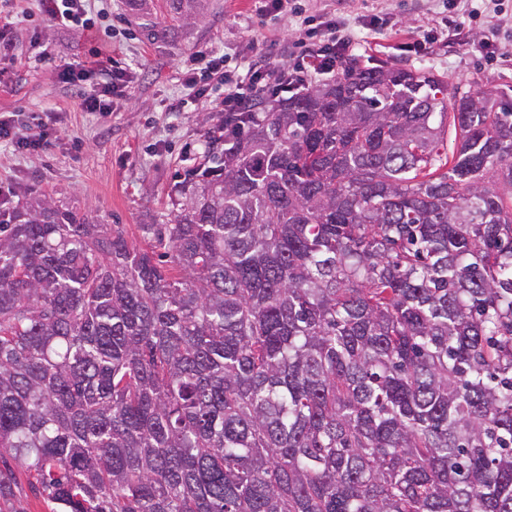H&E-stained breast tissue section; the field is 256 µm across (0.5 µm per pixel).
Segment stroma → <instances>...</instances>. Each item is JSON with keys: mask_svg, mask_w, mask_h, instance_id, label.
Instances as JSON below:
<instances>
[{"mask_svg": "<svg viewBox=\"0 0 512 512\" xmlns=\"http://www.w3.org/2000/svg\"><path fill=\"white\" fill-rule=\"evenodd\" d=\"M112 58L134 82L111 111L87 112L58 78L63 64L79 66L92 47L83 32L47 26L36 0H0V28L13 49L0 56V114L37 116L57 136L41 154L0 146V181L11 184V205L38 193L79 208L98 224H116L145 245L151 225L172 223L178 210L176 174L204 166L206 133L224 117V91L207 100L189 96L182 72L197 52L215 50L229 66L258 52L279 62L284 42L304 46L319 36L324 15L343 18L357 33L359 61L376 57L425 69L449 86L512 89V0L470 18L445 0H301L296 12L276 13L263 0H191L195 22L183 21L169 0H112ZM161 19L168 36L144 28ZM475 31L461 47L447 39L454 26Z\"/></svg>", "mask_w": 512, "mask_h": 512, "instance_id": "stroma-1", "label": "stroma"}]
</instances>
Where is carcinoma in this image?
I'll return each instance as SVG.
<instances>
[{"label":"carcinoma","instance_id":"carcinoma-1","mask_svg":"<svg viewBox=\"0 0 512 512\" xmlns=\"http://www.w3.org/2000/svg\"><path fill=\"white\" fill-rule=\"evenodd\" d=\"M255 107L149 250L0 223V498L14 462L49 512H512V95L350 60Z\"/></svg>","mask_w":512,"mask_h":512}]
</instances>
